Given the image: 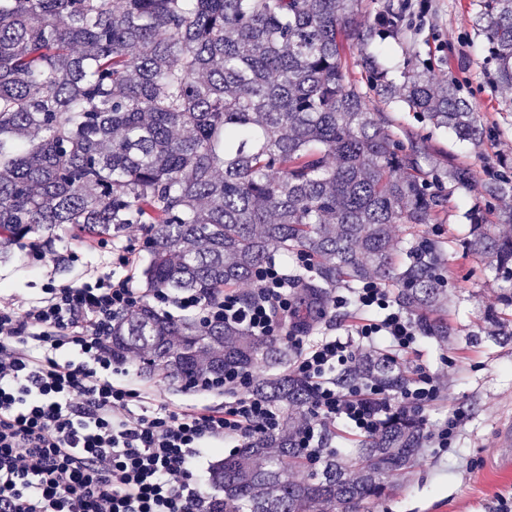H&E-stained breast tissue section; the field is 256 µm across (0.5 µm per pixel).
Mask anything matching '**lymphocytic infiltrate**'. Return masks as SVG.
Returning <instances> with one entry per match:
<instances>
[{"label":"lymphocytic infiltrate","mask_w":512,"mask_h":512,"mask_svg":"<svg viewBox=\"0 0 512 512\" xmlns=\"http://www.w3.org/2000/svg\"><path fill=\"white\" fill-rule=\"evenodd\" d=\"M124 231L126 245L110 251L112 272L50 286L23 306L0 295V512H224L223 502L202 490L198 463L282 423L279 408L253 391V376L233 369L220 381L197 382L196 403L145 406L112 356L113 321L144 301L134 286V244L143 227ZM156 300L291 345L289 371L313 392L298 443L317 458L329 453L323 428L376 434L395 412L423 417L446 387L444 373L417 365L394 394L370 378L336 388L337 371L359 370L364 351L399 362L418 350L417 321L375 279L334 300L353 303L366 319L310 344L289 327L293 284L272 258L248 290L227 288L210 299L162 293ZM214 395L221 403H211Z\"/></svg>","instance_id":"f902f5d3"}]
</instances>
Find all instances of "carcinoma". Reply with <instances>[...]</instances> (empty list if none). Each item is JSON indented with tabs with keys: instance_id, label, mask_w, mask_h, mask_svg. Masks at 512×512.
Returning <instances> with one entry per match:
<instances>
[{
	"instance_id": "obj_1",
	"label": "carcinoma",
	"mask_w": 512,
	"mask_h": 512,
	"mask_svg": "<svg viewBox=\"0 0 512 512\" xmlns=\"http://www.w3.org/2000/svg\"><path fill=\"white\" fill-rule=\"evenodd\" d=\"M362 0H0V259L21 239L110 237L142 224L151 294L211 297L248 281L272 253L313 260L297 277L295 324L308 331L333 289L392 282L407 309L434 311L447 296L441 252L401 245L400 224H430L448 205L445 182L475 173L450 165L421 177L424 143H400L383 115L399 103L477 146L484 130L457 83L413 70L396 84L366 47L403 25L387 5L355 30ZM488 78L512 90V0H484L479 15ZM357 36L366 85L348 78L345 43ZM493 196L512 197L507 174ZM469 249L512 264V236L471 214ZM399 251L409 261H393ZM425 336L448 324L421 317ZM112 357L170 385L282 366L288 348L236 324L175 320L149 303L112 324ZM360 375L396 392L406 378L387 357ZM254 388L283 414L210 472L224 508L243 512H373L389 474L411 467L426 438L402 411L363 436L354 458L313 466L297 430L311 388L287 373Z\"/></svg>"
}]
</instances>
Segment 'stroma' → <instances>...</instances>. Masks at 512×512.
Instances as JSON below:
<instances>
[{"label":"stroma","instance_id":"35a3bbf8","mask_svg":"<svg viewBox=\"0 0 512 512\" xmlns=\"http://www.w3.org/2000/svg\"><path fill=\"white\" fill-rule=\"evenodd\" d=\"M384 5L402 9L407 21L404 32L378 43V62L389 79L399 80L409 62L434 81L458 82L489 134L476 147L452 132L434 129L402 105L385 109L397 137L423 139V171L462 164L476 177L470 186H449L448 206L435 223L396 228L401 240L430 239L443 250L448 296L443 317L449 338L444 343L423 338L418 354L401 369L408 374L421 364L433 372L447 370L448 385L427 410L424 429L432 431L451 417L457 428L448 448L424 446L416 466L390 476V491L375 512H499L500 501L512 505V447H500L497 430L501 416L512 415V271L489 267L467 243L473 231L471 208L488 204L485 183L499 173L501 161L512 162V103L483 69L479 0H363L358 23L373 20ZM44 252L47 262L42 265L13 244L10 259L0 262V294L28 302L49 281H79L106 259L96 242L66 235ZM448 357L453 367H445Z\"/></svg>","mask_w":512,"mask_h":512}]
</instances>
